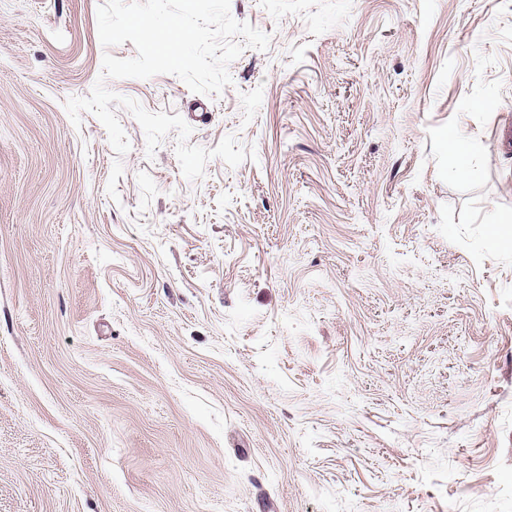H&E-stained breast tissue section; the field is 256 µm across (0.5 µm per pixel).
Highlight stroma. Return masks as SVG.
Wrapping results in <instances>:
<instances>
[{
    "instance_id": "35a3bbf8",
    "label": "stroma",
    "mask_w": 512,
    "mask_h": 512,
    "mask_svg": "<svg viewBox=\"0 0 512 512\" xmlns=\"http://www.w3.org/2000/svg\"><path fill=\"white\" fill-rule=\"evenodd\" d=\"M102 2L0 0V512H512V0H231L220 95L104 80L198 181L72 124Z\"/></svg>"
}]
</instances>
